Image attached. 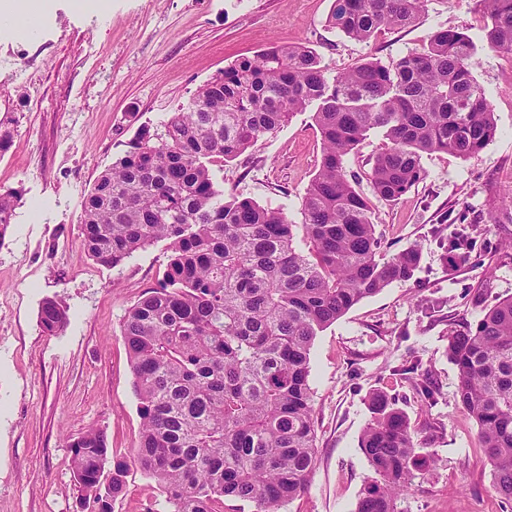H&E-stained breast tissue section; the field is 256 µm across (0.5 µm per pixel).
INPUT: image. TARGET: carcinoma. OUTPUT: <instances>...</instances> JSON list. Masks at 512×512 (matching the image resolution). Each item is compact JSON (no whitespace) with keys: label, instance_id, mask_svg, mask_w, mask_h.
<instances>
[{"label":"carcinoma","instance_id":"carcinoma-1","mask_svg":"<svg viewBox=\"0 0 512 512\" xmlns=\"http://www.w3.org/2000/svg\"><path fill=\"white\" fill-rule=\"evenodd\" d=\"M424 2L334 0L328 24L367 41L410 24ZM483 2L486 45L512 54V0ZM475 53L467 34L439 29L390 68L367 60L330 78L309 48L272 43L201 85L162 129L141 128L96 179L81 222L88 256L113 269L160 242L168 252L162 281L122 325L142 419L136 458L163 488L166 512H224L226 498L280 512L305 489L316 462V336L360 301L411 280L421 258L417 246L380 258L372 201L394 202L421 182L424 156L474 158L496 134ZM314 102L323 151L301 222L224 196L214 163L236 159ZM372 132L386 148L370 168V199L347 160ZM19 202L16 191L0 193V237ZM39 324L59 333L66 310L43 301ZM448 357L492 487L512 502V297L448 335ZM369 406L359 447L376 478L356 512H394L429 458L384 391L372 392ZM69 447L91 512H112L124 470H105L104 430L90 428Z\"/></svg>","mask_w":512,"mask_h":512}]
</instances>
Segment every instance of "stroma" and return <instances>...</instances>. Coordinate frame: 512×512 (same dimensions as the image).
<instances>
[{
  "instance_id": "stroma-1",
  "label": "stroma",
  "mask_w": 512,
  "mask_h": 512,
  "mask_svg": "<svg viewBox=\"0 0 512 512\" xmlns=\"http://www.w3.org/2000/svg\"><path fill=\"white\" fill-rule=\"evenodd\" d=\"M333 0H105L81 10L53 0L31 36H0V192L20 202L0 239V512H81L69 444L105 429L109 463H122L113 512H163L165 495L140 469L141 418L122 334L127 309L162 280L164 244L120 267L96 264L81 245L85 198L138 129L156 127L197 88L242 56L276 42L303 45L328 76L374 59L390 66L455 29L477 46L474 77L497 123L479 156L439 152L400 200L375 204L384 257L419 246L413 278L364 299L316 336L310 384L316 465L282 512H356L375 474L358 441L369 395L384 390L410 419L430 464L395 512H512L492 488L477 426L456 401L448 336L512 296V56L490 50L483 0H426L415 20L356 41L327 23ZM312 111L296 113L215 171L224 191L300 204L320 161ZM464 227L475 243L453 268L445 245ZM67 310L63 331L38 325L44 300ZM428 381L433 400L418 393Z\"/></svg>"
}]
</instances>
